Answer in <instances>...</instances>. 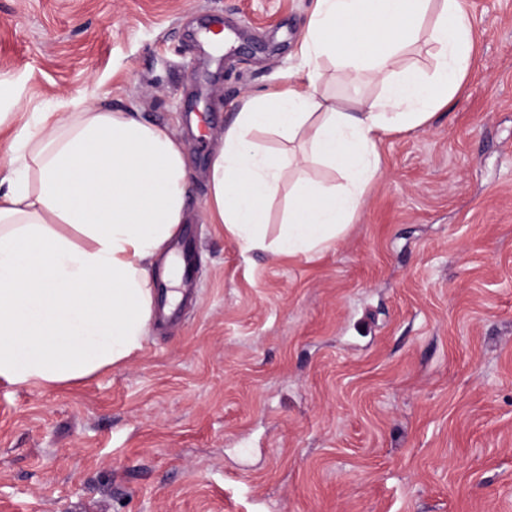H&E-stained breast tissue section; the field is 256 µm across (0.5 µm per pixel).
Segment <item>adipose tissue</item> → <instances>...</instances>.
Masks as SVG:
<instances>
[{"label":"adipose tissue","instance_id":"ef3b65f1","mask_svg":"<svg viewBox=\"0 0 512 512\" xmlns=\"http://www.w3.org/2000/svg\"><path fill=\"white\" fill-rule=\"evenodd\" d=\"M473 28L460 0H316L297 81L245 96L224 132L208 170L210 221L247 251L327 248L383 175L379 143L427 127L453 100L475 62ZM423 30L432 73L396 68ZM328 66L379 80V93L348 106L320 94ZM267 136L305 149L272 152ZM11 151L0 177V380L92 376L142 347L156 259L185 221L183 144L83 91L37 113ZM307 162L339 171L343 184L298 182L283 230L267 241L269 204L287 171Z\"/></svg>","mask_w":512,"mask_h":512}]
</instances>
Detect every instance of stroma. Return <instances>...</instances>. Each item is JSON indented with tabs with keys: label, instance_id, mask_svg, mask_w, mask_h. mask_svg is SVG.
Listing matches in <instances>:
<instances>
[{
	"label": "stroma",
	"instance_id": "35a3bbf8",
	"mask_svg": "<svg viewBox=\"0 0 512 512\" xmlns=\"http://www.w3.org/2000/svg\"><path fill=\"white\" fill-rule=\"evenodd\" d=\"M475 65L307 258L211 223L241 98L296 78L313 0H0V176L98 87L184 144L195 304L83 380L0 381V512H512V0Z\"/></svg>",
	"mask_w": 512,
	"mask_h": 512
}]
</instances>
